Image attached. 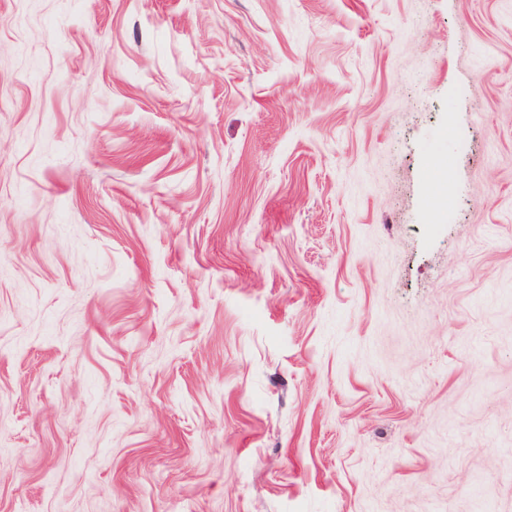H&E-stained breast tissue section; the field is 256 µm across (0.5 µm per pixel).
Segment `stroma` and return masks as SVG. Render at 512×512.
<instances>
[{"label": "stroma", "instance_id": "35a3bbf8", "mask_svg": "<svg viewBox=\"0 0 512 512\" xmlns=\"http://www.w3.org/2000/svg\"><path fill=\"white\" fill-rule=\"evenodd\" d=\"M0 512H512V0H0Z\"/></svg>", "mask_w": 512, "mask_h": 512}]
</instances>
